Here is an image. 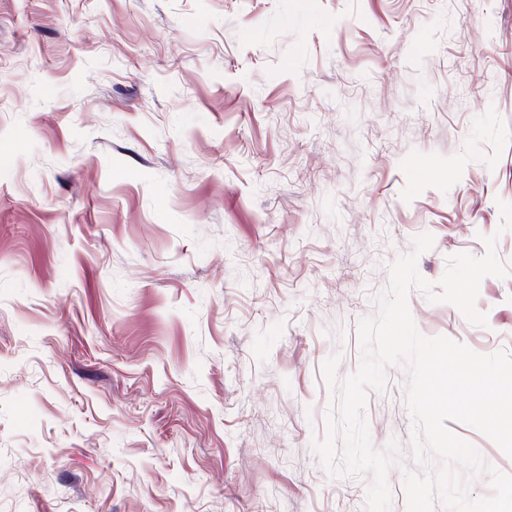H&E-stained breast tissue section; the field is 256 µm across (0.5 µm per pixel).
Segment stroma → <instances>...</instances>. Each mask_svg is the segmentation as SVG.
I'll use <instances>...</instances> for the list:
<instances>
[{
    "label": "stroma",
    "instance_id": "obj_1",
    "mask_svg": "<svg viewBox=\"0 0 512 512\" xmlns=\"http://www.w3.org/2000/svg\"><path fill=\"white\" fill-rule=\"evenodd\" d=\"M501 200L512 0H0V512H367L312 448L358 323L429 233L431 292L460 252L506 275L483 326L412 289L419 332L512 353Z\"/></svg>",
    "mask_w": 512,
    "mask_h": 512
}]
</instances>
